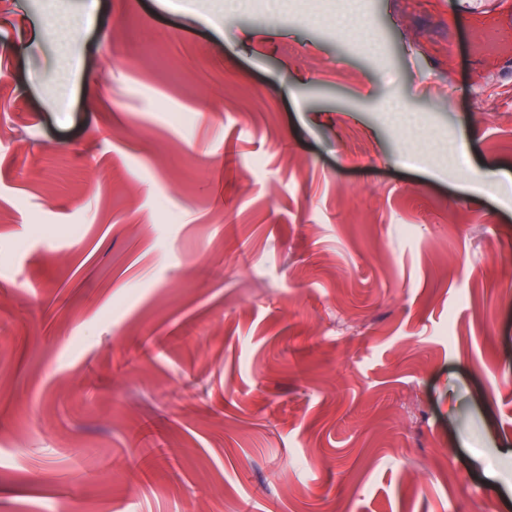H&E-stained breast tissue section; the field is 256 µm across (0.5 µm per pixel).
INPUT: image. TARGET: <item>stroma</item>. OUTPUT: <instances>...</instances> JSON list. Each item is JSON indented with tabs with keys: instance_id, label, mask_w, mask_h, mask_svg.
I'll return each instance as SVG.
<instances>
[{
	"instance_id": "1",
	"label": "stroma",
	"mask_w": 512,
	"mask_h": 512,
	"mask_svg": "<svg viewBox=\"0 0 512 512\" xmlns=\"http://www.w3.org/2000/svg\"><path fill=\"white\" fill-rule=\"evenodd\" d=\"M267 5L0 0V512H512V85Z\"/></svg>"
}]
</instances>
